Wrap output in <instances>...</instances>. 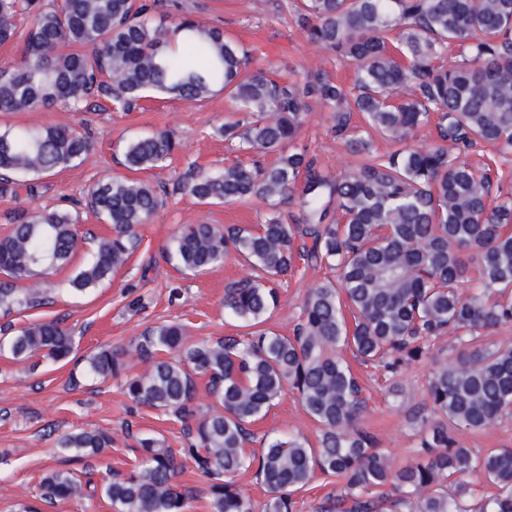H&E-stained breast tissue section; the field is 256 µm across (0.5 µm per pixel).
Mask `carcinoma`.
<instances>
[{"label": "carcinoma", "mask_w": 512, "mask_h": 512, "mask_svg": "<svg viewBox=\"0 0 512 512\" xmlns=\"http://www.w3.org/2000/svg\"><path fill=\"white\" fill-rule=\"evenodd\" d=\"M164 7V0H0V44L18 37L24 44L19 66L0 72L1 113L79 109L102 98L125 109L147 93L199 104L219 86L246 114L244 123H224V139L241 151L278 153L270 164H230L178 187L208 205L253 199L271 207L257 228L184 224L168 250L188 273L234 254L264 274L232 283L224 295V309L245 332L188 342L181 325L162 324L88 361L102 378L145 365L126 377L127 395L176 418L186 440L170 448L150 434L133 436L140 461L101 487L113 512H185L197 495L174 483L186 458L208 479L210 512H254L237 484L247 472L266 488L265 512H293L294 495L317 471L341 486L319 512L388 505L512 512V448L478 451L459 439L512 415V338L491 340L512 326V191L458 151L488 144L512 154V0H298V25L311 44L354 67L350 85L322 69L278 81L223 29L190 16L173 25L199 54L185 67L168 53L170 28L149 18ZM24 15L32 21L20 34ZM311 100L331 108L330 130L353 157L340 174L304 148L283 149L299 137ZM430 126L437 137L413 143ZM376 137L398 148L381 153ZM178 149L170 132L141 137L127 143L125 166L163 168ZM90 153L91 142L70 126L0 130V193L30 192L26 177ZM165 200L164 190L136 178L95 183L87 205L112 234L97 239L72 288L84 292L121 270L138 228ZM287 201L300 217L278 211ZM83 243L67 212L18 216L0 239V311L45 304L44 271L70 262ZM298 259L336 270V279L308 289L292 335L282 336L266 323L278 304L275 283ZM20 279L29 282L21 291ZM447 333L458 345L433 358V340ZM74 345L72 331L49 320L21 327L0 351L18 363L40 352L58 362ZM345 349L388 373L393 397L402 392V369L429 366L431 407L413 414L419 440L401 467L360 424L367 404ZM198 378L208 380L212 398L205 411L195 405ZM287 388L318 424V446L293 436L248 451L251 426ZM111 444L94 430L58 440L84 456ZM474 477L496 492L479 494ZM88 486L69 469H52L41 501L83 499Z\"/></svg>", "instance_id": "carcinoma-1"}]
</instances>
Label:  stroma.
<instances>
[{
    "instance_id": "stroma-1",
    "label": "stroma",
    "mask_w": 512,
    "mask_h": 512,
    "mask_svg": "<svg viewBox=\"0 0 512 512\" xmlns=\"http://www.w3.org/2000/svg\"><path fill=\"white\" fill-rule=\"evenodd\" d=\"M293 0H168L164 25L189 15L223 28L225 34L259 58L264 67L281 75L296 70L325 69L341 81L351 82L353 69L336 66L327 52L310 44L293 17ZM232 114L224 93L213 94L200 105L149 97L129 111L116 109L102 99L91 108L74 111L55 107L40 112L0 113V128L67 125L87 134L94 142L89 158L34 181L33 192L0 195V238L7 235L14 217L24 211H67L77 217L82 236L105 237L110 227L86 205L90 186L100 178L124 176L127 142L159 131L175 134L180 156L170 167L139 172V179L174 185L198 170L216 171L225 164L251 162V154L229 148L219 129ZM328 107L310 101L309 117L298 138L320 166L341 172L347 161L345 149L330 131ZM268 209L255 201L204 205L180 192L172 193L165 208L140 228L142 241L128 263L111 280L85 293L67 284L80 259L49 272V305L0 315V330L20 327L36 320L57 319L73 330L77 348L69 359L38 364L13 362L0 354V512H18L21 505L36 501L45 474L69 469L76 474L90 471L96 480L128 473L136 459L128 447V431H145L176 448L181 425L161 412L135 404L125 391L124 376L98 379L87 371L88 360L103 348H115L134 340L164 322L183 325L187 340L220 337L234 332V322L224 314V290L251 273L235 259L192 276L182 273L166 258L173 236L184 224L263 223ZM330 271L298 263L285 277L279 302L269 322L277 333L288 336L297 322L299 306L308 288L330 278ZM370 402L362 424L378 439L380 449L395 465H403L417 437L410 422L418 406L428 405V368L417 365L399 380L403 392L387 396L374 369L356 367ZM100 430L112 445L95 457L77 456L57 446L64 434ZM254 451H261L262 438L298 434L316 440V422L306 413L295 394H286L255 427Z\"/></svg>"
}]
</instances>
